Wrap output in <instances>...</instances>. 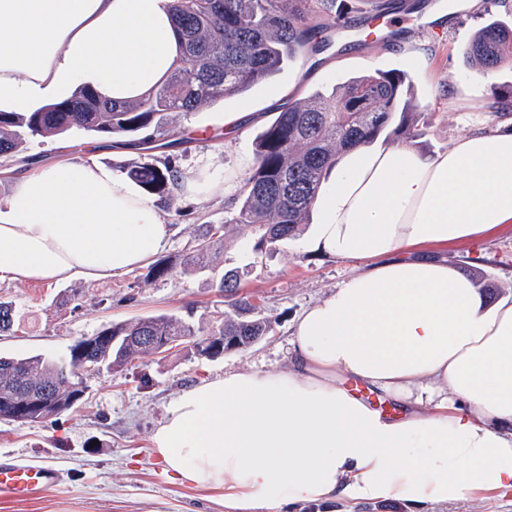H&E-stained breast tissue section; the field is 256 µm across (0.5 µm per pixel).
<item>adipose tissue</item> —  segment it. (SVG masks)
<instances>
[{
	"instance_id": "1",
	"label": "adipose tissue",
	"mask_w": 512,
	"mask_h": 512,
	"mask_svg": "<svg viewBox=\"0 0 512 512\" xmlns=\"http://www.w3.org/2000/svg\"><path fill=\"white\" fill-rule=\"evenodd\" d=\"M173 0H0V112L85 87L134 100L180 58ZM311 244L362 264L307 307L284 370L183 389L151 438L167 472L226 512L401 501L412 512L512 493V294L488 302L428 249L512 223V130L429 156L358 145L318 199ZM172 227L139 185L88 158L0 200V281L98 280L148 263ZM388 400L382 411L344 388Z\"/></svg>"
}]
</instances>
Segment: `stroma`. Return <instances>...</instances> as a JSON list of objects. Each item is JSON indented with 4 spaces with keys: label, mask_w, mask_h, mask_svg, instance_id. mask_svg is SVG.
<instances>
[{
    "label": "stroma",
    "mask_w": 512,
    "mask_h": 512,
    "mask_svg": "<svg viewBox=\"0 0 512 512\" xmlns=\"http://www.w3.org/2000/svg\"><path fill=\"white\" fill-rule=\"evenodd\" d=\"M409 25L396 45L368 43L361 27L364 0H347L353 8L350 32L332 35L330 45L289 62L278 74L244 94L172 113L171 139H186L183 172L207 168L213 177L240 182L253 162V141L283 105L314 93L328 94L350 78L375 71L406 75L412 92L401 99L378 139L389 147L408 144L432 154L448 149L471 129H496L494 92L512 90V60L485 72L468 62L465 51L490 19L512 23V0H473L464 11L439 0V20L421 10L423 0H396ZM250 108L236 133L221 139L225 114ZM99 149V160L126 172L142 162L122 139L85 137L35 138L14 162L16 175L83 157ZM228 198L184 200L167 210L173 235L161 253L177 263L193 245L203 225L223 223ZM308 233L286 242L270 255L252 250L247 227L234 228L226 247L208 256L210 267L236 268L241 291L260 316L271 318V332L244 351L207 359L177 351L147 356L121 373L100 371L87 379L82 407L41 423L0 419V459L22 465H48L62 476L59 488L36 499L0 494V512H225L217 493L202 491L166 474L150 437L163 420L169 401L184 388L232 370L283 369L289 361L291 326L308 306L358 272L357 264L311 250ZM449 265L466 274L480 271L492 279L499 295L512 293V224H502L479 239L439 248ZM140 267L106 280H72L56 284L24 281L0 283V301L12 303L15 331L0 335V354H44L58 358L78 339L112 322L157 314L191 315L195 324L218 325L227 308L212 285L209 271L191 278L147 279Z\"/></svg>",
    "instance_id": "stroma-1"
}]
</instances>
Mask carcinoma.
Returning a JSON list of instances; mask_svg holds the SVG:
<instances>
[{
  "label": "carcinoma",
  "instance_id": "cac0c4a2",
  "mask_svg": "<svg viewBox=\"0 0 512 512\" xmlns=\"http://www.w3.org/2000/svg\"><path fill=\"white\" fill-rule=\"evenodd\" d=\"M172 11L183 59L165 81L135 101L106 100L81 89L67 101L34 112H0V158H13L30 138L73 129L100 137L128 136L127 145L139 150L169 134V113L193 112L203 103L246 92L296 55L323 50L327 43L321 34L349 19L345 0H174ZM511 57L512 30L498 20L483 27L467 51L468 59L488 70ZM404 81L402 74L377 72L342 84L328 97L297 100L277 112L254 139V162L233 198L231 216L223 224L207 225L180 266L158 260L146 278L202 272L205 257L232 226L252 228L257 254L298 237L338 155L380 137L397 111ZM128 175L170 206L183 172L167 156L139 163ZM215 288L230 300L224 323L216 329L196 328L163 313L110 323L76 341L66 358L1 355L0 419L33 423L76 409L86 383L79 369L88 358L118 373L161 347L201 356L229 336L244 350L269 333L271 320L252 315L249 297L239 294V271L224 272ZM13 326L12 304L0 301V334ZM114 336L120 337L116 345ZM26 393L40 395L42 404L19 405Z\"/></svg>",
  "mask_w": 512,
  "mask_h": 512
}]
</instances>
